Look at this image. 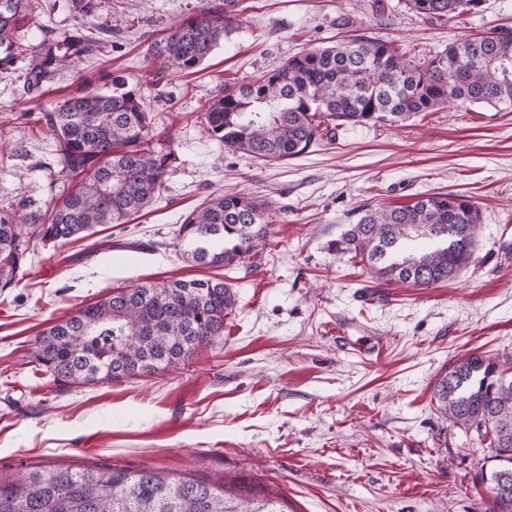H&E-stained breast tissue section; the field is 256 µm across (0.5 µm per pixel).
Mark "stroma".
<instances>
[{
  "instance_id": "1",
  "label": "stroma",
  "mask_w": 512,
  "mask_h": 512,
  "mask_svg": "<svg viewBox=\"0 0 512 512\" xmlns=\"http://www.w3.org/2000/svg\"><path fill=\"white\" fill-rule=\"evenodd\" d=\"M239 0L234 29L196 72L161 73L151 35L204 0H103L112 43L39 96L0 74V195L46 200L63 181L44 166L49 134L15 113L79 86L140 85L156 149L175 157L154 203L127 224L34 244L23 279L0 291V476L91 462L238 480L282 494L288 512H487L476 476L488 448L446 421L433 398L445 368L472 354L512 355V112L451 104L396 125H357L278 162L225 151L196 122L201 100L312 46L367 30L407 54L512 28V0H484L460 28L387 0ZM217 191L272 210L269 244L246 273L190 262L177 230ZM471 196L482 213L472 262L427 288L372 276L336 250L359 205ZM215 278L236 304L224 337L176 372L61 385L33 340L105 293L145 281ZM353 340L343 347L339 336Z\"/></svg>"
}]
</instances>
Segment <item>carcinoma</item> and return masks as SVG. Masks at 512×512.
Masks as SVG:
<instances>
[{
    "label": "carcinoma",
    "instance_id": "carcinoma-1",
    "mask_svg": "<svg viewBox=\"0 0 512 512\" xmlns=\"http://www.w3.org/2000/svg\"><path fill=\"white\" fill-rule=\"evenodd\" d=\"M235 0L206 3L162 39L150 55L175 73L199 67L224 39ZM424 19L459 26L483 0H404ZM35 0H0V69H17L30 93L112 38L99 18L100 0H71L79 24L37 43ZM451 103L512 112V29L470 35L430 58L409 57L394 43L359 30L332 46H314L198 108L205 136L224 148L266 161L309 152L355 124L402 122ZM18 119L51 133L55 157L71 187L41 204L0 197V290L23 278L35 241L59 245L99 224H124L149 207L169 175L171 153L156 151L154 115L140 89L121 77L112 91L79 89ZM482 214L470 197L442 193L403 206L365 204L336 246L361 258L380 278L419 287L445 281L465 267ZM266 203L239 192L209 195L188 213L178 239L191 262L252 271L270 236ZM427 240L425 250L415 247ZM235 305L230 285L214 279H170L111 291L34 338V356L59 384L120 382L176 369L224 335ZM446 419L488 444L492 463L479 481L492 512H512V358L471 355L434 385ZM0 512H285L283 499L244 482L209 483L189 474L130 470L110 464L82 468L37 465L0 479Z\"/></svg>",
    "mask_w": 512,
    "mask_h": 512
}]
</instances>
